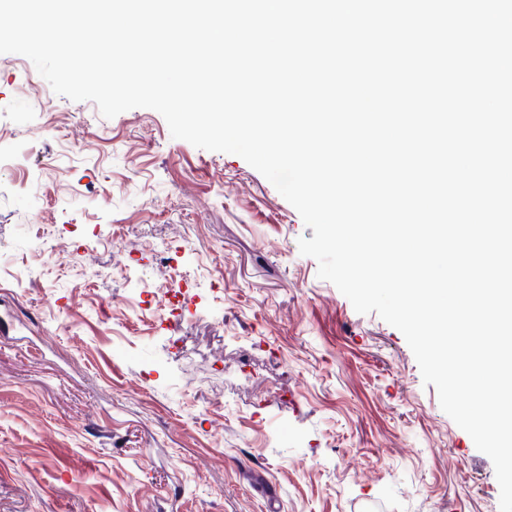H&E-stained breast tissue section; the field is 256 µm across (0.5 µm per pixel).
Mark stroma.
Masks as SVG:
<instances>
[{
    "label": "stroma",
    "instance_id": "35a3bbf8",
    "mask_svg": "<svg viewBox=\"0 0 512 512\" xmlns=\"http://www.w3.org/2000/svg\"><path fill=\"white\" fill-rule=\"evenodd\" d=\"M313 235L241 157L0 54V512H499Z\"/></svg>",
    "mask_w": 512,
    "mask_h": 512
}]
</instances>
